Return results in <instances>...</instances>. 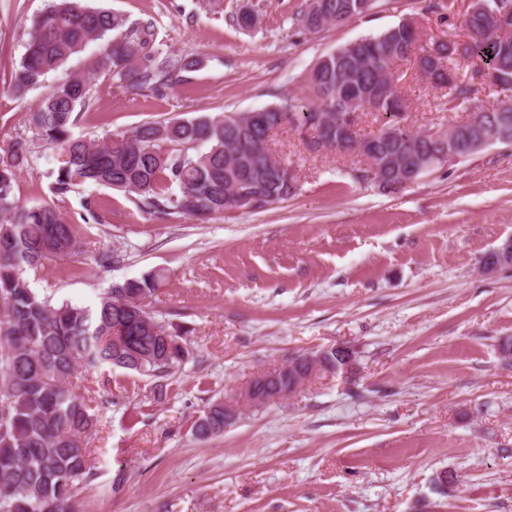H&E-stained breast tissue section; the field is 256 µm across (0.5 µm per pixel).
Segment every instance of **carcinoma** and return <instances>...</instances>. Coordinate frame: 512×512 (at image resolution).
Listing matches in <instances>:
<instances>
[{
	"label": "carcinoma",
	"mask_w": 512,
	"mask_h": 512,
	"mask_svg": "<svg viewBox=\"0 0 512 512\" xmlns=\"http://www.w3.org/2000/svg\"><path fill=\"white\" fill-rule=\"evenodd\" d=\"M502 0H482L465 27L485 36L466 43L464 54L500 73L499 85L512 84V30L498 28L493 14ZM374 0H328L325 14L297 13L298 25L318 33L336 16H365ZM102 41L98 67L122 86L140 94L163 95L174 89L178 73L202 68L197 57L158 59L151 28H126L125 18L85 0H51L32 22L25 51L13 65L9 90L20 98L61 69L89 43ZM458 44L436 40L419 45L399 24L358 39L321 56L308 74L313 98L306 104H283L250 114L199 115L144 123L132 133H113L98 140L75 136L77 108L89 101L88 81L69 76L58 82L30 111L29 123L57 151L52 169L53 193L64 197L81 187L107 186L132 196L145 210L205 218L250 206L236 196L255 197L260 209L288 199L293 177L279 172L264 145L272 130L339 134L350 112H375L384 125L398 122L400 110L386 98L369 96L383 82V70L420 54L425 63L453 66ZM445 112H457L468 101L469 88L444 84ZM403 154L419 174L438 167L440 138L435 132L405 134ZM33 150L25 139L0 155V512H77L74 492L90 478L85 441L97 417L73 386L78 369L110 365L155 379L157 399L167 394L165 380L190 357L178 332H169L154 316L152 298L166 278L154 268L139 278L117 282L94 307L51 304L22 276L47 259L77 253L72 225L50 204L27 207L15 197L22 166ZM300 357V366L277 371L268 387L294 392L306 370L343 368L336 349ZM201 438L224 433V402L211 404L197 422Z\"/></svg>",
	"instance_id": "carcinoma-1"
}]
</instances>
